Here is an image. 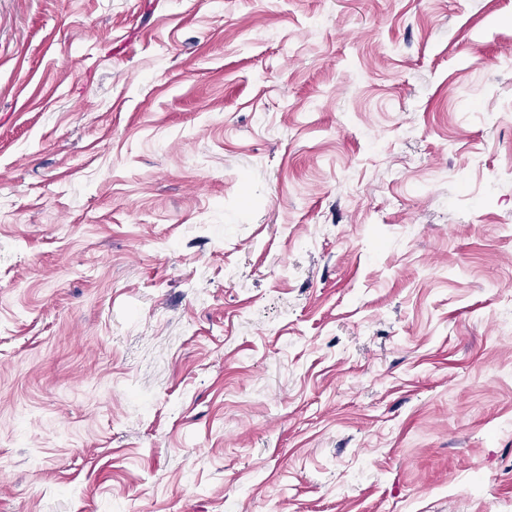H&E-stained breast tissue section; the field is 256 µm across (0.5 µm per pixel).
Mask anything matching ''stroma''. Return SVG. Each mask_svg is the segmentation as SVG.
Wrapping results in <instances>:
<instances>
[{
    "label": "stroma",
    "instance_id": "obj_1",
    "mask_svg": "<svg viewBox=\"0 0 512 512\" xmlns=\"http://www.w3.org/2000/svg\"><path fill=\"white\" fill-rule=\"evenodd\" d=\"M0 512H512V0H0Z\"/></svg>",
    "mask_w": 512,
    "mask_h": 512
}]
</instances>
